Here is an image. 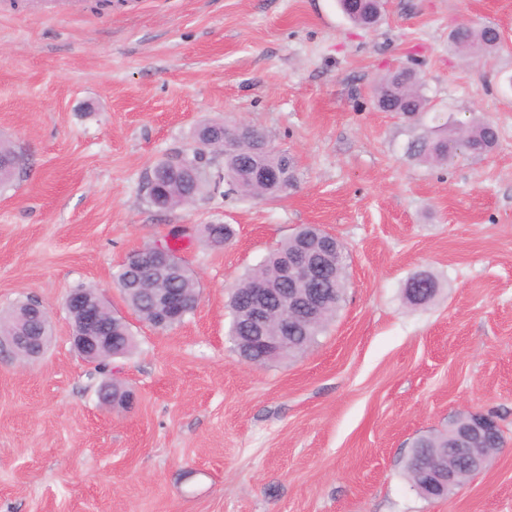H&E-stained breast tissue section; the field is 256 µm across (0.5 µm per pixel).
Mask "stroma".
<instances>
[{
	"mask_svg": "<svg viewBox=\"0 0 512 512\" xmlns=\"http://www.w3.org/2000/svg\"><path fill=\"white\" fill-rule=\"evenodd\" d=\"M501 44L463 57L460 17ZM408 66L429 106L380 111L375 79ZM492 122L494 149L432 165L412 143ZM207 122L244 123L293 157L288 198L229 185L160 210L145 182ZM0 312L52 314L46 352L0 356V512H512V0H384L372 28L337 0H0ZM229 224L211 246L201 229ZM349 252L345 301L318 343L265 366L228 338V296L298 226ZM200 282L158 330L114 275L155 242ZM439 294L410 307L407 279ZM91 286L135 347L102 370L70 343L67 294ZM132 392L102 406L100 384ZM494 412L504 444L450 497L419 495L415 441ZM15 149L4 142H0V185L12 182L17 162Z\"/></svg>",
	"mask_w": 512,
	"mask_h": 512,
	"instance_id": "1",
	"label": "stroma"
}]
</instances>
